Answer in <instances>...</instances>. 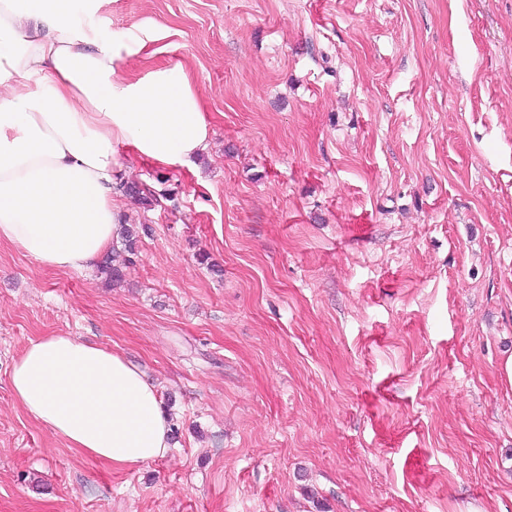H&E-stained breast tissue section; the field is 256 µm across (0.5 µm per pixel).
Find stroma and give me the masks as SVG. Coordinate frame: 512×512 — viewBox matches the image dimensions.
<instances>
[{"label":"stroma","mask_w":512,"mask_h":512,"mask_svg":"<svg viewBox=\"0 0 512 512\" xmlns=\"http://www.w3.org/2000/svg\"><path fill=\"white\" fill-rule=\"evenodd\" d=\"M213 134L119 172L121 284L0 244V512H512V0H104ZM112 349L179 429L135 469L13 399ZM122 240L125 242L122 250L112 249V254L107 255L100 264L101 273L105 275V280L108 283H117L121 281L123 275V268L127 263L131 262V257L128 255L135 254V245L137 241V231L131 225L130 227L123 226L121 230Z\"/></svg>","instance_id":"1"}]
</instances>
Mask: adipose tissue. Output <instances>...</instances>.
Segmentation results:
<instances>
[{
    "label": "adipose tissue",
    "instance_id": "obj_1",
    "mask_svg": "<svg viewBox=\"0 0 512 512\" xmlns=\"http://www.w3.org/2000/svg\"><path fill=\"white\" fill-rule=\"evenodd\" d=\"M72 0H0V243L40 266H96L119 236L113 174L133 159L191 165L208 145L203 99L183 63L131 78L144 44L94 41ZM16 403L74 452L117 468L164 457L171 425L137 366L69 334L15 359Z\"/></svg>",
    "mask_w": 512,
    "mask_h": 512
}]
</instances>
